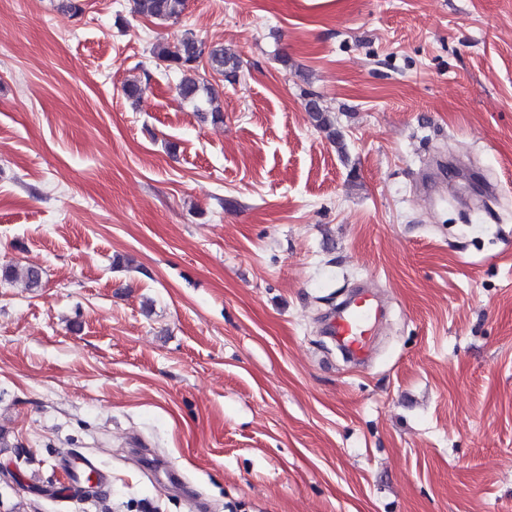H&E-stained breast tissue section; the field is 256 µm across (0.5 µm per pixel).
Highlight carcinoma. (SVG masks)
<instances>
[{"label":"carcinoma","instance_id":"cac0c4a2","mask_svg":"<svg viewBox=\"0 0 512 512\" xmlns=\"http://www.w3.org/2000/svg\"><path fill=\"white\" fill-rule=\"evenodd\" d=\"M185 0H132V12L146 18L160 22L175 20L184 9ZM203 41L195 36H186L174 45L159 42L153 46L154 58L169 69L179 74L176 85L177 96L184 102L197 105V112L208 115L212 122L223 121V109L217 103L212 88L200 78L199 67L201 59H206L210 68L223 76L224 80L232 81L237 76L239 63L234 54L226 51L222 46H210L201 51ZM306 111L315 122L316 127L324 132L327 138L343 148L342 136L335 127L334 121L324 110L315 94H307ZM0 277L8 282H20L24 287L31 289L40 286L41 271L31 266L10 265L0 270Z\"/></svg>","mask_w":512,"mask_h":512}]
</instances>
